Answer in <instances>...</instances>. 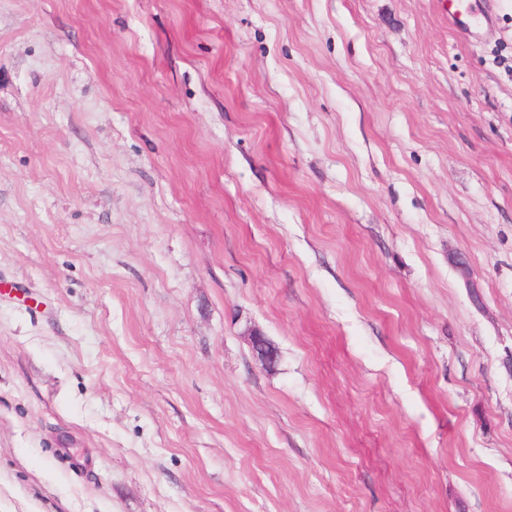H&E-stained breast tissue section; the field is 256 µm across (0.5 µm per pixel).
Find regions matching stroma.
Segmentation results:
<instances>
[{"mask_svg":"<svg viewBox=\"0 0 512 512\" xmlns=\"http://www.w3.org/2000/svg\"><path fill=\"white\" fill-rule=\"evenodd\" d=\"M485 5L0 0V512H512Z\"/></svg>","mask_w":512,"mask_h":512,"instance_id":"35a3bbf8","label":"stroma"}]
</instances>
